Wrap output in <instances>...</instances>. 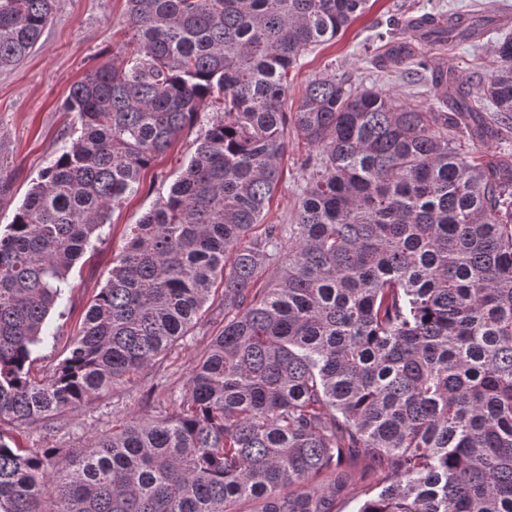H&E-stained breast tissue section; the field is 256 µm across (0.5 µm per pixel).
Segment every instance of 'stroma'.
I'll list each match as a JSON object with an SVG mask.
<instances>
[{
    "instance_id": "stroma-1",
    "label": "stroma",
    "mask_w": 512,
    "mask_h": 512,
    "mask_svg": "<svg viewBox=\"0 0 512 512\" xmlns=\"http://www.w3.org/2000/svg\"><path fill=\"white\" fill-rule=\"evenodd\" d=\"M482 9L492 23L475 43L431 45L404 20L427 12H464ZM398 26H390V19ZM512 34V0H370L365 13L335 39L303 56L288 74V106L296 108L307 84L318 77L351 78L365 86L397 96L400 103L431 107V78L438 68L454 69L473 93H481L494 73L493 47ZM131 29L125 0H54L53 13L35 49L15 67L0 70V173L10 178L0 195V227L11 223L16 209L39 174L67 146L66 135L76 121L65 111L71 86L106 63L121 60ZM403 44L424 58L426 67L378 71L376 52ZM205 122L185 128L166 153L143 172L140 189L111 213L101 230L96 250L87 252L68 275L69 286L52 310L47 338L34 351L32 371L48 375L64 358L76 336L92 296L105 284L113 258L125 244L128 225L138 223L161 197L167 196L183 164L196 148ZM280 160L281 179L264 217L268 224L295 220L304 186L299 170L310 147L296 132H288ZM224 325V306L212 297L187 336L176 342L134 383L113 387L67 415L69 432L47 435L39 424L0 425V433L24 448H84L113 421L126 416L148 419L174 413L176 399L192 369Z\"/></svg>"
}]
</instances>
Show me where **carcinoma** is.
<instances>
[{
  "instance_id": "1",
  "label": "carcinoma",
  "mask_w": 512,
  "mask_h": 512,
  "mask_svg": "<svg viewBox=\"0 0 512 512\" xmlns=\"http://www.w3.org/2000/svg\"><path fill=\"white\" fill-rule=\"evenodd\" d=\"M131 48L75 83L71 145L0 230V420L63 434L65 413L157 361L221 285L224 326L178 409L86 448L0 436V512H512V157L461 150L470 117L512 114V35L475 97L450 70L438 106L288 72L368 0H125ZM53 0H0V69ZM405 26L475 40L478 19ZM216 112L181 175L112 260L52 374H31L75 263L141 172ZM317 149L293 224H261L288 125ZM269 282L260 281L267 266ZM365 466L363 458L353 459L344 464V468L352 476V484L346 490L345 495L336 500V512H357L367 493L372 488L361 479V473Z\"/></svg>"
}]
</instances>
